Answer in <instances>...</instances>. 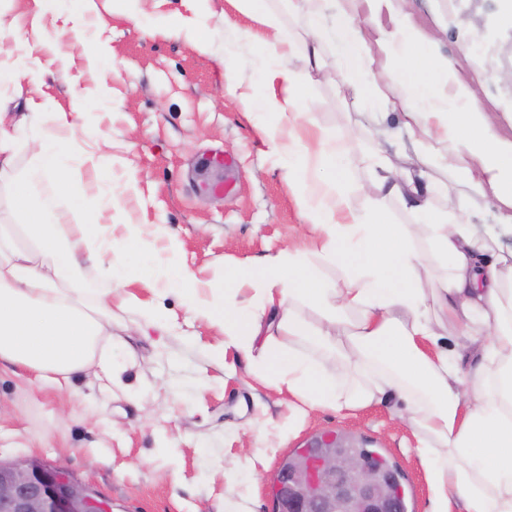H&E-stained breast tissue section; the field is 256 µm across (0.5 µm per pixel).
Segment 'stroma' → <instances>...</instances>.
<instances>
[{
	"label": "stroma",
	"instance_id": "obj_1",
	"mask_svg": "<svg viewBox=\"0 0 512 512\" xmlns=\"http://www.w3.org/2000/svg\"><path fill=\"white\" fill-rule=\"evenodd\" d=\"M417 23L438 37L442 56L464 78L481 76L479 105L496 134L512 140V26L503 0H411ZM142 17L122 0H94L80 25L67 9L40 12L35 0H0V64L23 65L18 103L33 98L46 111L70 110L75 98L107 87L106 98L74 133L80 147L106 143L116 163L108 186L133 222L161 224L180 242V259L199 278L224 265L272 255L294 245L312 249L297 191L283 161L258 138L261 108L244 111L225 89L224 69L262 89L253 43L239 31H261L229 0H142ZM178 15L208 30L207 46L186 36L149 35L147 20ZM236 31H225V17ZM71 42L66 53L48 41ZM107 45L89 63L84 46ZM303 110L314 123L354 136L347 179L364 207L377 149L378 124L396 128L395 113L363 111L343 86L334 54L308 85ZM223 151L224 170L207 158ZM134 191H125L128 178ZM139 300L162 321L137 313L112 321V347L124 362L122 384L106 390L94 371L71 387L32 382L23 369L0 365V458L38 457L95 489L113 512H273L270 483L280 463L312 436L333 432L378 451L397 468L408 512H431L429 476L417 437L390 405L336 411L302 408L268 386L256 365L212 348L223 335L193 320L180 300L148 288Z\"/></svg>",
	"mask_w": 512,
	"mask_h": 512
}]
</instances>
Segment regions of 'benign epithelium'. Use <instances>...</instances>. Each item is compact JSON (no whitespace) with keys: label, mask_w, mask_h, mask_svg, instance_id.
Wrapping results in <instances>:
<instances>
[{"label":"benign epithelium","mask_w":512,"mask_h":512,"mask_svg":"<svg viewBox=\"0 0 512 512\" xmlns=\"http://www.w3.org/2000/svg\"><path fill=\"white\" fill-rule=\"evenodd\" d=\"M398 471L323 433L284 459L271 484L274 512H405ZM0 512H112L90 487L40 458L0 459Z\"/></svg>","instance_id":"benign-epithelium-1"}]
</instances>
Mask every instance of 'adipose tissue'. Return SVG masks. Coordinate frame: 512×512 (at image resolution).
<instances>
[{
  "label": "adipose tissue",
  "instance_id": "1",
  "mask_svg": "<svg viewBox=\"0 0 512 512\" xmlns=\"http://www.w3.org/2000/svg\"><path fill=\"white\" fill-rule=\"evenodd\" d=\"M258 20L264 93L256 95L235 72L225 85L244 111L262 105L259 138L285 160L284 177L299 190L298 206L316 242L317 263L291 248L274 256L224 267L199 279L179 258L177 239L163 228L145 237L140 225L90 223L93 205L84 172L104 176L107 154L75 152L70 138L80 112H56L42 130L40 103L27 100L16 114L7 88L25 75L0 66V188L9 193L14 224L0 226V362L35 379L71 381L95 367L107 382L124 371L112 355V296L121 310L153 314L131 290L143 286L177 296L195 318L218 328L225 348L258 356L274 387H287L309 407L335 409L397 402L430 467L434 512H512V251L496 252L495 236L469 219L474 199L493 196L500 224H512V141H499L476 107L477 85L459 79L455 66L435 54L409 0H288L304 16V41L287 34L270 0H232ZM344 32L337 52L347 57L343 79L369 99L400 111L412 135L415 172L395 167L382 151L371 158L366 208H356L341 163L352 135L312 123L302 112L305 76L288 60L303 52L307 70L319 68L325 19ZM373 22L370 32L360 19ZM381 54L395 72L382 81L367 64ZM27 150L28 168L17 157ZM75 168H68L69 160ZM449 171L457 195L436 205L439 190L426 172ZM55 182L49 194L36 175ZM393 197L412 216L394 223L383 201ZM121 221V236L112 224ZM442 273L434 286L419 274L425 252ZM97 266L100 288L86 277ZM342 267L343 287L320 267ZM252 291L242 300V291ZM309 306L320 323L302 316ZM353 323L343 324L346 313ZM454 336L446 347L443 336ZM321 351L311 360L295 348ZM339 367L351 382L341 394L328 377Z\"/></svg>",
  "mask_w": 512,
  "mask_h": 512
}]
</instances>
